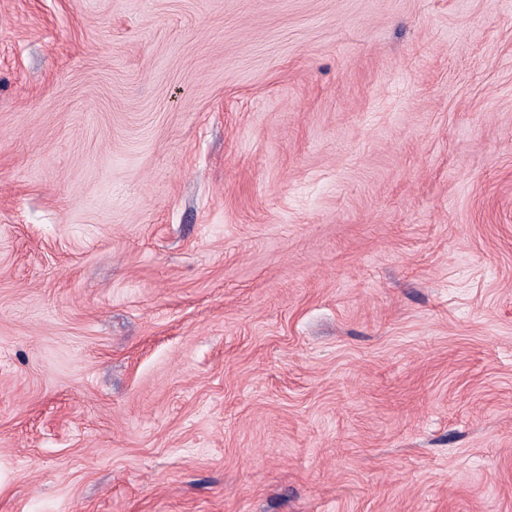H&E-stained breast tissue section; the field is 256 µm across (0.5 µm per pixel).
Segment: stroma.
Segmentation results:
<instances>
[{
    "instance_id": "stroma-1",
    "label": "stroma",
    "mask_w": 512,
    "mask_h": 512,
    "mask_svg": "<svg viewBox=\"0 0 512 512\" xmlns=\"http://www.w3.org/2000/svg\"><path fill=\"white\" fill-rule=\"evenodd\" d=\"M0 512H512V0H0Z\"/></svg>"
}]
</instances>
